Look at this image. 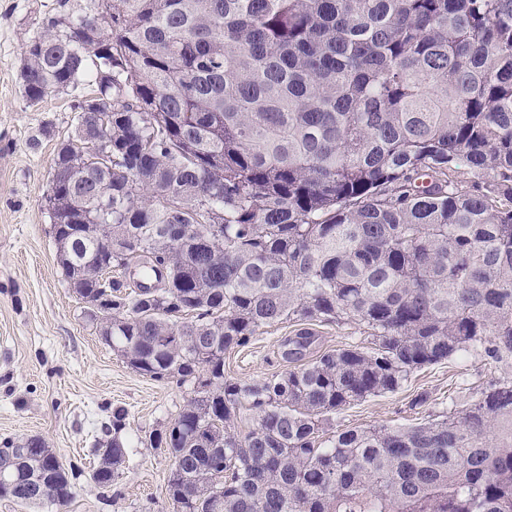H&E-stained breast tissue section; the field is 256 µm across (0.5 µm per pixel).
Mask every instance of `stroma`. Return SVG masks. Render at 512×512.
<instances>
[{"label":"stroma","instance_id":"1","mask_svg":"<svg viewBox=\"0 0 512 512\" xmlns=\"http://www.w3.org/2000/svg\"><path fill=\"white\" fill-rule=\"evenodd\" d=\"M56 2L0 0V440L40 438L72 470L68 512H170L168 454L150 437L173 423L191 388L134 372L104 344L56 258L47 196L52 160L73 130V97L55 92L30 106L20 81L32 23L53 14ZM291 330L266 328L227 352L225 377L253 382L283 371L279 344ZM490 373L467 356L424 367L398 392L344 408L336 426L422 422L449 399L466 402ZM420 393L427 405L413 406ZM116 434L129 454L119 480L106 488L92 478L91 450Z\"/></svg>","mask_w":512,"mask_h":512}]
</instances>
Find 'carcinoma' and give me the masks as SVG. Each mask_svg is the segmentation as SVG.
<instances>
[{
	"label": "carcinoma",
	"mask_w": 512,
	"mask_h": 512,
	"mask_svg": "<svg viewBox=\"0 0 512 512\" xmlns=\"http://www.w3.org/2000/svg\"><path fill=\"white\" fill-rule=\"evenodd\" d=\"M21 79L30 105L95 86L53 159L52 233L83 298L112 230V328L89 321L133 371L192 386L152 437L172 512H512V0H58ZM85 134L112 160H81ZM173 224L216 234L168 245ZM143 265L152 287L127 281ZM285 322L288 369L224 377ZM321 323L372 347L312 358ZM459 355L504 374L425 423L332 430ZM92 454L112 485L124 442ZM2 461L0 495L65 512L52 449L5 439Z\"/></svg>",
	"instance_id": "carcinoma-1"
}]
</instances>
